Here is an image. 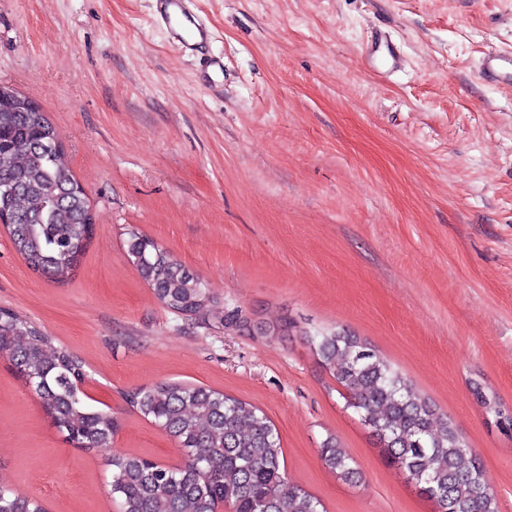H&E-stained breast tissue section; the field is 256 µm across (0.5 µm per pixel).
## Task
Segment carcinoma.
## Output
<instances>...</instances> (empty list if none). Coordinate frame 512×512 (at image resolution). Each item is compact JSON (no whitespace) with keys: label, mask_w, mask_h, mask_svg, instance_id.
Returning <instances> with one entry per match:
<instances>
[{"label":"carcinoma","mask_w":512,"mask_h":512,"mask_svg":"<svg viewBox=\"0 0 512 512\" xmlns=\"http://www.w3.org/2000/svg\"><path fill=\"white\" fill-rule=\"evenodd\" d=\"M45 112L27 97L0 104V207L11 212L12 242L28 267L58 281L70 277L91 243L86 195ZM128 255L160 302L187 316L208 301L202 278L154 239L129 232ZM317 352L392 463L432 499L437 512H498L496 494L474 452L410 382L356 335L317 334ZM0 355L33 391L55 427L80 448H107L117 431L112 413L88 407L87 373L67 348L28 321L0 310ZM130 402L166 430L184 452L177 466L115 455L110 492L119 512H322L321 503L288 482L279 434L260 409L198 385L139 387ZM324 465L344 481L360 478L356 462L328 437ZM0 512H44L35 499L0 485Z\"/></svg>","instance_id":"cac0c4a2"}]
</instances>
